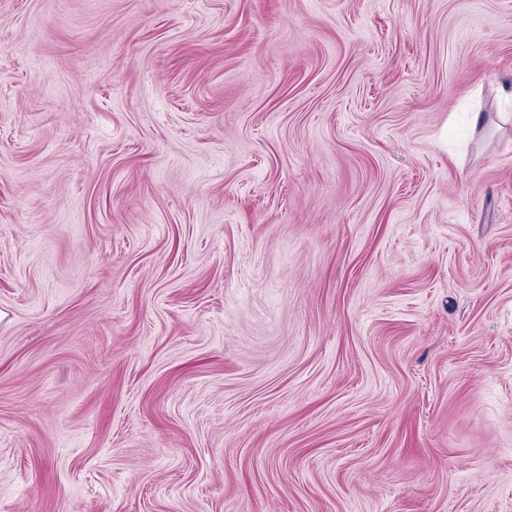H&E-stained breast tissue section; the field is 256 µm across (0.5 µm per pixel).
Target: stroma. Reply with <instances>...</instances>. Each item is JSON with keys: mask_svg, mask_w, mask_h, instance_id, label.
I'll use <instances>...</instances> for the list:
<instances>
[{"mask_svg": "<svg viewBox=\"0 0 512 512\" xmlns=\"http://www.w3.org/2000/svg\"><path fill=\"white\" fill-rule=\"evenodd\" d=\"M0 512H512V0H0Z\"/></svg>", "mask_w": 512, "mask_h": 512, "instance_id": "obj_1", "label": "stroma"}]
</instances>
